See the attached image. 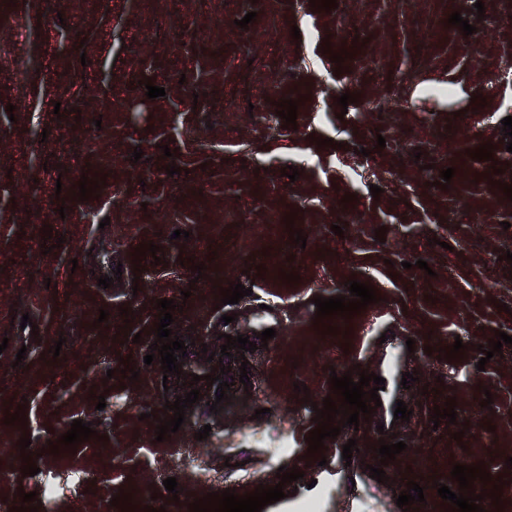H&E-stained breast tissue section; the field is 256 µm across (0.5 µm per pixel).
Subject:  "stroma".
Segmentation results:
<instances>
[{
    "label": "stroma",
    "mask_w": 512,
    "mask_h": 512,
    "mask_svg": "<svg viewBox=\"0 0 512 512\" xmlns=\"http://www.w3.org/2000/svg\"><path fill=\"white\" fill-rule=\"evenodd\" d=\"M476 1L337 0L325 11L310 0H0V502L21 506L22 493L48 484L58 491L39 512H120L111 500L121 491L188 512L212 492L278 485V469L294 467L303 479L279 485L310 512L355 503L402 512L397 494L411 480L426 499L420 512H446L438 485L458 491L453 465L481 463L505 482L503 510L485 499V512H512V345L485 364L479 351L496 332L512 336V262L503 259L512 200L501 190L512 185L501 124L512 116V85L495 79L512 71V0H480L481 13ZM251 11L255 21L239 27ZM455 11L476 33L448 24ZM327 44L347 50L342 64L323 54ZM145 78L164 96L146 99ZM346 92L359 100L343 109ZM478 94L483 104L473 103ZM285 99L299 103L296 127L275 116ZM320 138L335 144L317 146ZM486 143L492 161L472 160ZM171 164L179 174H166ZM288 166L297 181L283 176ZM97 173L106 182L96 197L78 200V175ZM48 226L62 244L45 253ZM294 228L305 245L291 240ZM177 229L188 238H173ZM150 242L160 256L134 260ZM245 272L251 295L217 305V288ZM105 275L111 287L99 286ZM350 279L374 286L379 300L353 315L347 335L323 333L333 320L315 325L313 299L347 295ZM164 298L181 306L171 329L187 344L227 330L252 341L268 328L276 335L248 355L233 349L221 409L209 408L218 388L201 387L178 432L160 441L165 403L186 393L160 361L144 362ZM26 316L32 327H22ZM126 325L132 335L114 342ZM385 334L415 341L400 367L414 380L393 387L410 420L383 439L365 421L342 428L325 439L323 466L289 455L288 440L315 429L311 405L330 395L331 375L378 372ZM458 339L463 358L426 352ZM123 355L138 380L123 382ZM450 398L455 422L433 423L434 406ZM20 406L26 423L5 424ZM76 419L96 438L48 453ZM206 425L207 439L196 440ZM24 435L38 455L31 477L20 467ZM397 439L406 449L377 482L373 447ZM169 477L178 499L157 501Z\"/></svg>",
    "instance_id": "obj_1"
}]
</instances>
